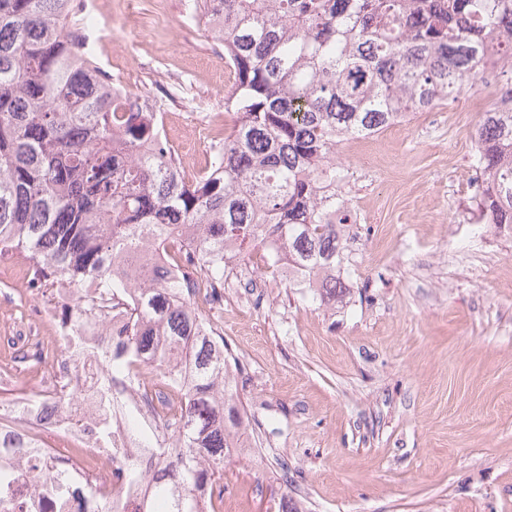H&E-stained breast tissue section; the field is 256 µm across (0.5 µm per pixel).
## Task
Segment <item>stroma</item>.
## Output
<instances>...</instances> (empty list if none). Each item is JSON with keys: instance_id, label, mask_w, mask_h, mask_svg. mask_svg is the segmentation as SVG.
Instances as JSON below:
<instances>
[{"instance_id": "1", "label": "stroma", "mask_w": 512, "mask_h": 512, "mask_svg": "<svg viewBox=\"0 0 512 512\" xmlns=\"http://www.w3.org/2000/svg\"><path fill=\"white\" fill-rule=\"evenodd\" d=\"M77 3L103 73L158 99L176 154L204 169L196 127L223 137L232 76L192 0ZM480 119L460 99L337 146L353 215L342 300L286 287L256 252L201 306L236 362L253 448L225 461L221 512H269L285 491L303 512H512V224L471 223ZM66 318L57 287L0 259V333L34 351ZM53 369L12 366L0 406L36 399Z\"/></svg>"}]
</instances>
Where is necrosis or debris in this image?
Returning a JSON list of instances; mask_svg holds the SVG:
<instances>
[{
    "label": "necrosis or debris",
    "instance_id": "obj_1",
    "mask_svg": "<svg viewBox=\"0 0 512 512\" xmlns=\"http://www.w3.org/2000/svg\"><path fill=\"white\" fill-rule=\"evenodd\" d=\"M86 338L67 325L56 327L50 338L59 352L57 366L75 385L73 395L60 398L59 386L45 382L28 409L0 407V434L23 436L21 447L9 452L13 476L0 483V512H98L135 450L125 432H90L99 419L101 393H108L113 405L132 407L148 423L179 413L176 387L141 390L131 378H108L101 357L82 351ZM57 470L67 475L61 490L43 477Z\"/></svg>",
    "mask_w": 512,
    "mask_h": 512
}]
</instances>
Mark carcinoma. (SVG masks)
<instances>
[{
  "label": "carcinoma",
  "instance_id": "1",
  "mask_svg": "<svg viewBox=\"0 0 512 512\" xmlns=\"http://www.w3.org/2000/svg\"><path fill=\"white\" fill-rule=\"evenodd\" d=\"M194 17L224 43L233 81L231 126L188 179L153 113L100 70L73 0H0V258L70 290L69 323L102 325L106 371L188 378L151 479L125 464L145 483L135 512H218L224 461L250 445L224 337L185 279L142 284L124 259L185 244L217 291L261 248L268 266L300 271L292 287L317 279L313 298L342 296L351 214L336 145L460 98L504 58L473 167L485 223L512 224V0H194Z\"/></svg>",
  "mask_w": 512,
  "mask_h": 512
}]
</instances>
